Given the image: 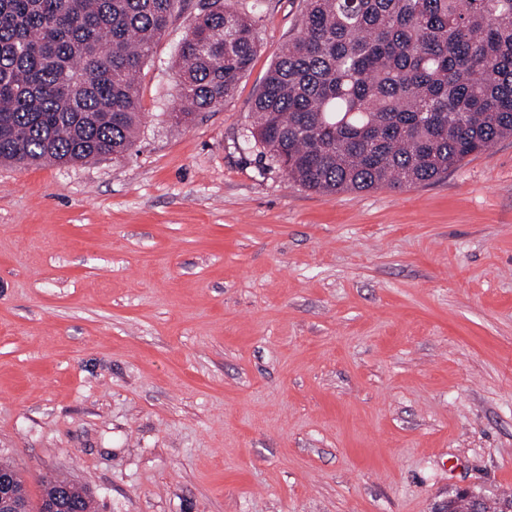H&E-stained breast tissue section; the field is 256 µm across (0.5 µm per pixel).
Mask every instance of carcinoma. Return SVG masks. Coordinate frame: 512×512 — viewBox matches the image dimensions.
I'll return each mask as SVG.
<instances>
[{"label":"carcinoma","instance_id":"obj_1","mask_svg":"<svg viewBox=\"0 0 512 512\" xmlns=\"http://www.w3.org/2000/svg\"><path fill=\"white\" fill-rule=\"evenodd\" d=\"M184 0H0V164L127 156L135 75ZM252 104L249 143L308 190L430 181L512 136V0H306ZM177 111L224 104L256 20L198 0ZM64 483L49 481L36 512Z\"/></svg>","mask_w":512,"mask_h":512}]
</instances>
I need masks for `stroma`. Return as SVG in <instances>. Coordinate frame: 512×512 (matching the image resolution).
I'll return each instance as SVG.
<instances>
[{
    "instance_id": "35a3bbf8",
    "label": "stroma",
    "mask_w": 512,
    "mask_h": 512,
    "mask_svg": "<svg viewBox=\"0 0 512 512\" xmlns=\"http://www.w3.org/2000/svg\"><path fill=\"white\" fill-rule=\"evenodd\" d=\"M223 105L168 120L186 0L132 153L0 165V460L97 512H438L512 495V137L327 195L243 149L304 0H257Z\"/></svg>"
}]
</instances>
